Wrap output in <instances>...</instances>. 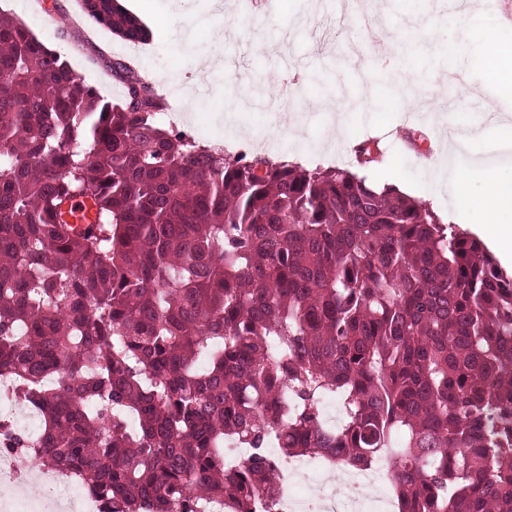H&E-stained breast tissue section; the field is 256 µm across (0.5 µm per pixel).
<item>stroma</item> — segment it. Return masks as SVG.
I'll return each instance as SVG.
<instances>
[{
    "mask_svg": "<svg viewBox=\"0 0 512 512\" xmlns=\"http://www.w3.org/2000/svg\"><path fill=\"white\" fill-rule=\"evenodd\" d=\"M22 19L47 46L66 53L74 71L100 94L120 102L123 84L113 60L128 58L129 42L81 19L78 0H55L69 15L68 30L48 25L43 0ZM387 32L368 37L347 0H279L274 16H245L243 0H126L148 30L140 49V73L151 81L167 109L184 118L183 129L201 143L272 161L296 157L305 168L357 170L368 182L395 181L431 201L449 223L468 229L469 212L455 206L440 187L437 200L426 190L432 151L428 142L408 143L405 130L430 122L435 104L455 129L485 124L479 102H462L443 77L429 25L458 26L466 0H374ZM396 62L407 90L421 93L417 105L398 100L388 77ZM342 93L348 102L344 133L327 141L332 111L323 100ZM385 132L382 166L358 167L354 148L371 129Z\"/></svg>",
    "mask_w": 512,
    "mask_h": 512,
    "instance_id": "obj_1",
    "label": "stroma"
}]
</instances>
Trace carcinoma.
Wrapping results in <instances>:
<instances>
[{
  "label": "carcinoma",
  "mask_w": 512,
  "mask_h": 512,
  "mask_svg": "<svg viewBox=\"0 0 512 512\" xmlns=\"http://www.w3.org/2000/svg\"><path fill=\"white\" fill-rule=\"evenodd\" d=\"M80 5L148 36L118 0ZM112 75L121 103L0 12V376L44 432L8 451L101 512H275L288 459L381 452L402 512H512V273L425 202L227 158ZM228 441L253 449L236 471Z\"/></svg>",
  "instance_id": "carcinoma-1"
}]
</instances>
